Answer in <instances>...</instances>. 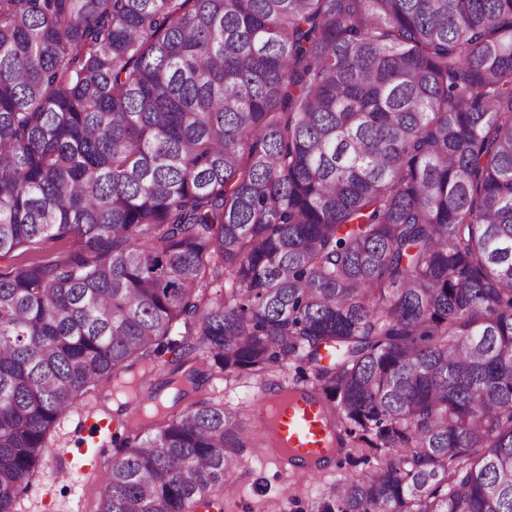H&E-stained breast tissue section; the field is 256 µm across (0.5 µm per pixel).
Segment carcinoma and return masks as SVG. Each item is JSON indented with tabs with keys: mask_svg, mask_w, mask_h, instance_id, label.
Returning a JSON list of instances; mask_svg holds the SVG:
<instances>
[{
	"mask_svg": "<svg viewBox=\"0 0 512 512\" xmlns=\"http://www.w3.org/2000/svg\"><path fill=\"white\" fill-rule=\"evenodd\" d=\"M68 238L0 271V512L164 339L98 512L223 506L221 374L375 461L315 512H512V0H0V261ZM77 247L73 239L46 240L38 250L28 251L22 255L16 256L12 263L14 266H23L30 261L42 258H63ZM171 357L172 353L169 352L166 348L158 355L159 371L157 376L152 377L151 382L145 385V387L142 389V395L147 396L150 392L157 391L158 393H161V395L165 398L171 397V391L168 389V387H163L164 383L168 379L165 361H168Z\"/></svg>",
	"mask_w": 512,
	"mask_h": 512,
	"instance_id": "cac0c4a2",
	"label": "carcinoma"
}]
</instances>
